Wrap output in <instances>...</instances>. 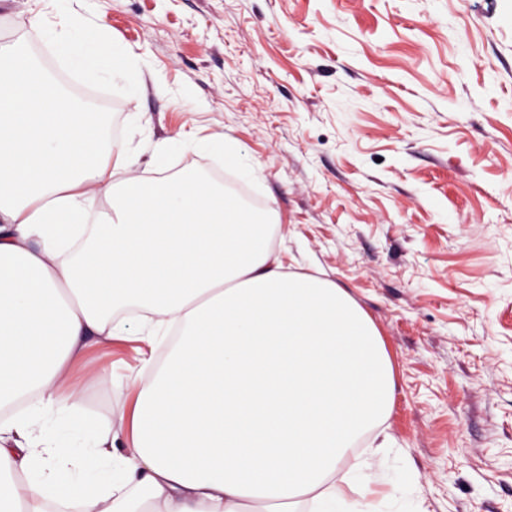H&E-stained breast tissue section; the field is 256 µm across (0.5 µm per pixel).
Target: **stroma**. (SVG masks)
<instances>
[{
	"label": "stroma",
	"mask_w": 512,
	"mask_h": 512,
	"mask_svg": "<svg viewBox=\"0 0 512 512\" xmlns=\"http://www.w3.org/2000/svg\"><path fill=\"white\" fill-rule=\"evenodd\" d=\"M77 13L135 77L86 87L43 30ZM0 44L112 105L132 175L222 171L273 221L289 271L344 288L390 360L369 497L512 512V0H0ZM223 136L226 157L201 151ZM167 348L73 368L81 407L129 413Z\"/></svg>",
	"instance_id": "35a3bbf8"
}]
</instances>
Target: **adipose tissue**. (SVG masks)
<instances>
[{
  "label": "adipose tissue",
  "instance_id": "1",
  "mask_svg": "<svg viewBox=\"0 0 512 512\" xmlns=\"http://www.w3.org/2000/svg\"><path fill=\"white\" fill-rule=\"evenodd\" d=\"M100 37L77 15L45 33L93 83L130 68L95 51ZM103 131L100 112L0 46V405L34 393L63 408L46 434L32 412L0 419V512H373L360 469L340 471L355 436L388 419L373 324L334 283L285 272L203 172L116 180ZM125 307L145 314L139 335L116 322ZM170 329L128 425L80 412L71 369L88 346Z\"/></svg>",
  "mask_w": 512,
  "mask_h": 512
}]
</instances>
